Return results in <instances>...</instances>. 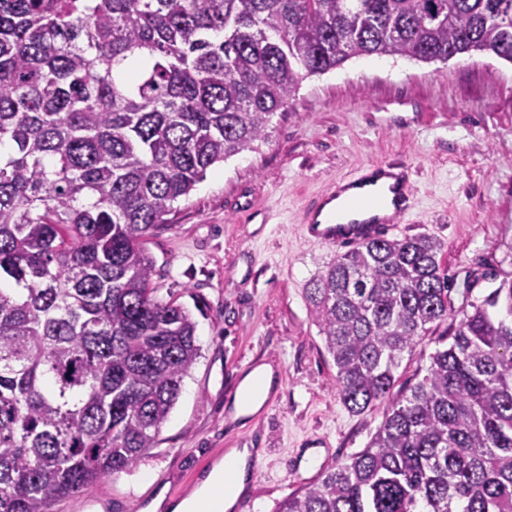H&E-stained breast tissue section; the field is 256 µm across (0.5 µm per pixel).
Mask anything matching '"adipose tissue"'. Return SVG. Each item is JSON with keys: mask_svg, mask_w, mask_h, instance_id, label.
I'll return each mask as SVG.
<instances>
[{"mask_svg": "<svg viewBox=\"0 0 512 512\" xmlns=\"http://www.w3.org/2000/svg\"><path fill=\"white\" fill-rule=\"evenodd\" d=\"M248 457V449H230L190 497L173 505L172 512H230L245 488Z\"/></svg>", "mask_w": 512, "mask_h": 512, "instance_id": "adipose-tissue-1", "label": "adipose tissue"}]
</instances>
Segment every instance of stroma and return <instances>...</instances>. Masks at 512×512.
I'll use <instances>...</instances> for the list:
<instances>
[{
	"label": "stroma",
	"mask_w": 512,
	"mask_h": 512,
	"mask_svg": "<svg viewBox=\"0 0 512 512\" xmlns=\"http://www.w3.org/2000/svg\"><path fill=\"white\" fill-rule=\"evenodd\" d=\"M380 160L413 167V208L393 235L443 242L455 312L512 279V64L372 56L303 79L268 140L209 169L145 243L158 296L191 312L201 348L156 446L52 512H146L157 498L182 500L245 446L263 451L245 512H273L291 492L285 463L307 438L329 442L308 467L317 474L365 448L383 410L351 413L334 389L304 290L337 249L308 239L301 218L307 196ZM450 327L431 326L422 352L404 356L396 388L422 378ZM251 361L283 377L273 407L262 422L225 428V395Z\"/></svg>",
	"instance_id": "obj_1"
}]
</instances>
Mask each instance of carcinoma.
<instances>
[{
  "label": "carcinoma",
  "instance_id": "cac0c4a2",
  "mask_svg": "<svg viewBox=\"0 0 512 512\" xmlns=\"http://www.w3.org/2000/svg\"><path fill=\"white\" fill-rule=\"evenodd\" d=\"M512 0H0V512H52L154 446L200 347L144 241L252 151L306 77L351 58L512 64ZM442 243L365 241L305 289L370 443L274 512H512V281L421 380L454 309Z\"/></svg>",
  "mask_w": 512,
  "mask_h": 512
}]
</instances>
